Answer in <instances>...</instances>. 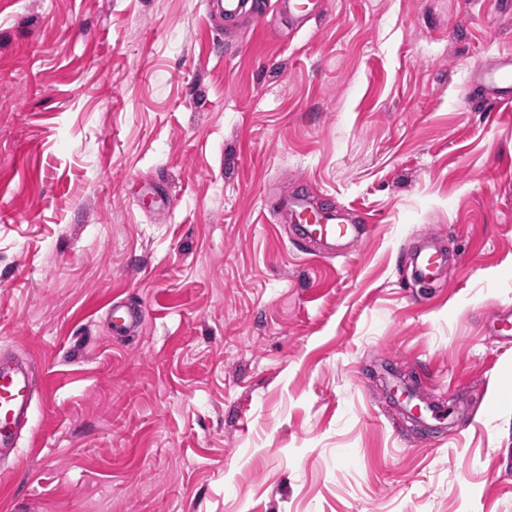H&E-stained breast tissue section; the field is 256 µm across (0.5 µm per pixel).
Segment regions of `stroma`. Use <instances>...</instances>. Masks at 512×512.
<instances>
[{
	"instance_id": "obj_1",
	"label": "stroma",
	"mask_w": 512,
	"mask_h": 512,
	"mask_svg": "<svg viewBox=\"0 0 512 512\" xmlns=\"http://www.w3.org/2000/svg\"><path fill=\"white\" fill-rule=\"evenodd\" d=\"M317 3L0 9V350L34 391L0 512H512V103L466 90L512 14ZM299 193L355 218L335 254L276 222ZM444 262L445 258L438 252H421L415 262V277L419 280L434 281L437 270ZM109 315L113 337L134 336L144 320V309L139 303L114 300ZM486 326L490 336L503 339L512 337V312L494 311L487 319Z\"/></svg>"
}]
</instances>
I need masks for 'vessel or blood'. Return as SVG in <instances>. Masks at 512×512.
<instances>
[{
  "mask_svg": "<svg viewBox=\"0 0 512 512\" xmlns=\"http://www.w3.org/2000/svg\"><path fill=\"white\" fill-rule=\"evenodd\" d=\"M471 81L491 86L497 100L512 101V56L498 57L475 69ZM289 211L301 223L300 241L318 238L325 241L343 239L350 235L351 228L343 224L333 207L311 206L306 200L290 201ZM444 258L435 251L420 253L415 262L417 279H434ZM144 320L141 304L113 301L110 324L113 336L124 337L137 334ZM490 335L503 339L512 337V312H493L486 321ZM32 378L28 366L19 359L0 356V454L15 450L22 430L28 425L32 411Z\"/></svg>",
  "mask_w": 512,
  "mask_h": 512,
  "instance_id": "1",
  "label": "vessel or blood"
}]
</instances>
